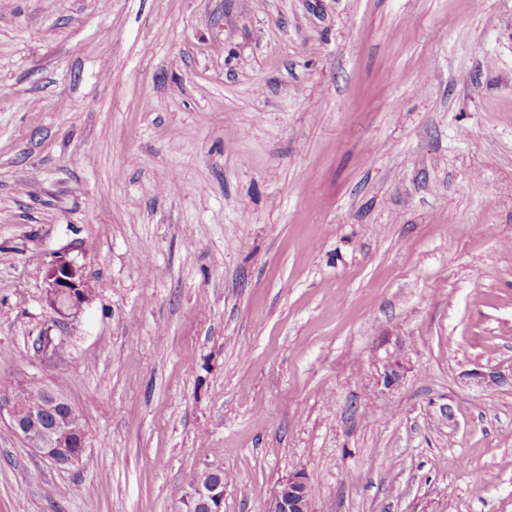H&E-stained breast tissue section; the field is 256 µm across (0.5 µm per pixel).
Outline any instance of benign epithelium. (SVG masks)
<instances>
[{
	"instance_id": "benign-epithelium-1",
	"label": "benign epithelium",
	"mask_w": 512,
	"mask_h": 512,
	"mask_svg": "<svg viewBox=\"0 0 512 512\" xmlns=\"http://www.w3.org/2000/svg\"><path fill=\"white\" fill-rule=\"evenodd\" d=\"M43 299L55 313L67 318L79 313L94 293L83 267L64 256L54 258L44 276ZM10 418L13 432L57 467L79 465L88 448L82 434V416L65 394L55 388H33L20 380L0 390V415ZM50 448H73L75 452L56 459ZM211 479L197 478L184 499V512H222L224 482L214 478L216 470H207ZM266 512H309V484L303 474L288 479L272 495Z\"/></svg>"
}]
</instances>
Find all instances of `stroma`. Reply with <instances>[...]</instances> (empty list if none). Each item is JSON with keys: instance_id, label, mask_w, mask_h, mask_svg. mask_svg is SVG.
I'll list each match as a JSON object with an SVG mask.
<instances>
[{"instance_id": "35a3bbf8", "label": "stroma", "mask_w": 512, "mask_h": 512, "mask_svg": "<svg viewBox=\"0 0 512 512\" xmlns=\"http://www.w3.org/2000/svg\"><path fill=\"white\" fill-rule=\"evenodd\" d=\"M1 375L0 512H512V0H0ZM82 265L64 256L55 257L44 276L43 299L58 315L79 313L94 293ZM13 382L0 378V389L4 388L0 390V417L5 411L13 432L55 466L66 469L78 466L88 448L87 436L82 435L81 414L58 389L33 388L25 380L12 385ZM22 407L27 409L24 415L19 413ZM48 448L74 452L56 459L48 455ZM207 475H220L219 479H205L206 475L202 478L197 477L194 482L192 491L184 499L185 506L184 512H222V505L224 502V480L226 476L224 472L217 470L206 469ZM203 507L200 511L198 509ZM266 512H309V484L304 474L288 479L272 495Z\"/></svg>"}]
</instances>
